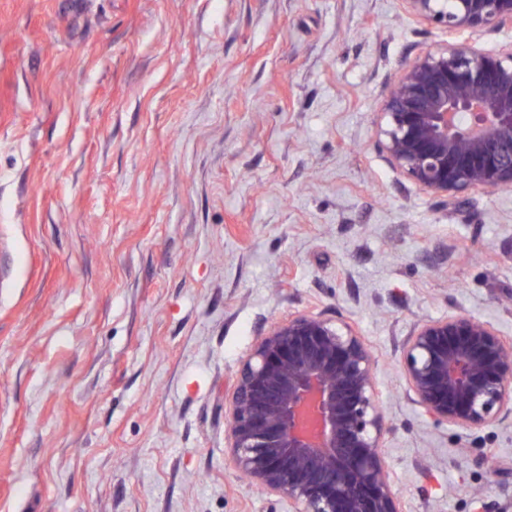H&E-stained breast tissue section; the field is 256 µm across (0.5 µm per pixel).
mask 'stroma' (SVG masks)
Here are the masks:
<instances>
[{
    "instance_id": "35a3bbf8",
    "label": "stroma",
    "mask_w": 512,
    "mask_h": 512,
    "mask_svg": "<svg viewBox=\"0 0 512 512\" xmlns=\"http://www.w3.org/2000/svg\"><path fill=\"white\" fill-rule=\"evenodd\" d=\"M447 43L405 0H0V512H288L224 402L302 312L377 356L408 512H512V423L435 426L397 367L422 319L512 336V188L450 203L380 148Z\"/></svg>"
}]
</instances>
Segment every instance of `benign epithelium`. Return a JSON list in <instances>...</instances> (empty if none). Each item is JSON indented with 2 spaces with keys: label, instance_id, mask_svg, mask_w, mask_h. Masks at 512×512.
Instances as JSON below:
<instances>
[{
  "label": "benign epithelium",
  "instance_id": "7a95c632",
  "mask_svg": "<svg viewBox=\"0 0 512 512\" xmlns=\"http://www.w3.org/2000/svg\"><path fill=\"white\" fill-rule=\"evenodd\" d=\"M453 38L512 23V0H405ZM389 163L437 198L512 186V50L448 42L406 65L383 101ZM407 394L437 425L512 419V340L465 313L414 324L400 347ZM364 337L300 313L243 361L225 405L228 458L293 512H406L385 464L386 423Z\"/></svg>",
  "mask_w": 512,
  "mask_h": 512
}]
</instances>
